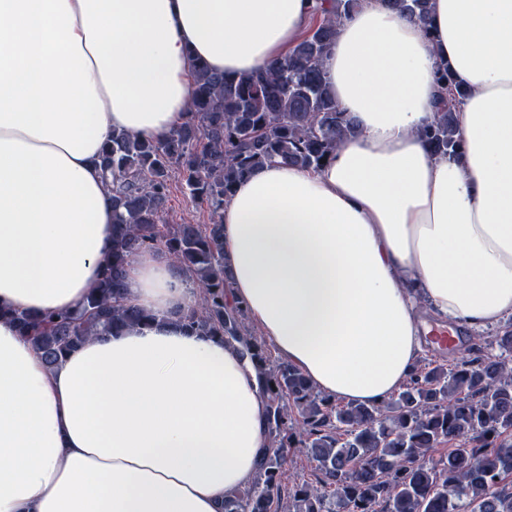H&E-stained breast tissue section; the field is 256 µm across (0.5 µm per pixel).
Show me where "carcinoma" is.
<instances>
[{
	"mask_svg": "<svg viewBox=\"0 0 512 512\" xmlns=\"http://www.w3.org/2000/svg\"><path fill=\"white\" fill-rule=\"evenodd\" d=\"M426 21L430 0H385ZM360 0H325L312 26L272 69L227 77L196 64L188 121L161 139L112 133L99 165L112 186V249L78 311L3 310L49 366L91 336L148 325L153 315L125 300L127 266L147 249L167 253L198 291L178 314L186 330L239 346L267 394L268 452L251 486L224 496L222 512H512V325L498 353L474 344L450 367L418 363L380 405L336 402L295 366L272 357L227 302L223 208L237 182L270 161L317 169L356 125L331 95L323 59L337 25ZM437 112L422 131L430 150L460 156L455 112L465 90L438 64ZM178 173L211 215L208 224H164ZM292 448H305L313 480L282 483ZM446 450L436 456L440 450Z\"/></svg>",
	"mask_w": 512,
	"mask_h": 512,
	"instance_id": "obj_1",
	"label": "carcinoma"
}]
</instances>
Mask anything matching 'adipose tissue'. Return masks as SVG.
<instances>
[{"label": "adipose tissue", "mask_w": 512, "mask_h": 512, "mask_svg": "<svg viewBox=\"0 0 512 512\" xmlns=\"http://www.w3.org/2000/svg\"><path fill=\"white\" fill-rule=\"evenodd\" d=\"M318 0H0V308L78 309L112 248L97 163L113 132L189 117L195 61L268 70ZM468 94L460 157L421 136L437 64ZM358 132L316 169L265 164L224 204L231 301L316 390L378 405L431 327L512 319V0H432L426 24L362 0L323 60ZM125 298L155 317L47 366L0 318V512H222L266 451L237 346L175 321L197 302L146 250Z\"/></svg>", "instance_id": "1"}]
</instances>
